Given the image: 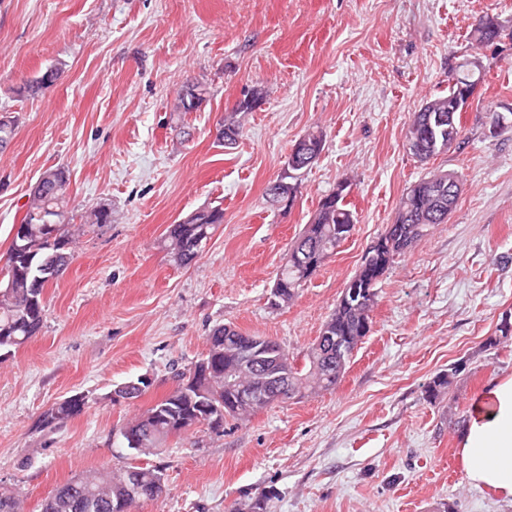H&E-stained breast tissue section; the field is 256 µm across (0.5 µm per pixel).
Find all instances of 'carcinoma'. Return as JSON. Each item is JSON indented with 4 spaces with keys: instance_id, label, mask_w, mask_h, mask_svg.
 Instances as JSON below:
<instances>
[{
    "instance_id": "carcinoma-1",
    "label": "carcinoma",
    "mask_w": 512,
    "mask_h": 512,
    "mask_svg": "<svg viewBox=\"0 0 512 512\" xmlns=\"http://www.w3.org/2000/svg\"><path fill=\"white\" fill-rule=\"evenodd\" d=\"M208 97V88L199 82H188L178 93L177 110L194 112ZM265 91L254 88L244 98L236 101L232 109L224 112L220 126L224 137L217 138L219 145L224 139L237 140L244 125L246 114L258 108L264 100ZM448 110V96L439 94L427 99L412 113L406 137L421 138L426 158L432 160L448 151V134L461 133V126L448 131V124H438V112ZM297 154L319 155L323 149L322 134L309 131L295 142ZM305 169L303 162L287 164L283 175L268 183L265 195L273 198L275 186L296 191L291 181L298 179V172ZM442 172L437 171L422 178L402 196L396 220L390 225V235L407 239L409 227L422 219L431 227L446 224L444 211L448 210V190H439L436 181ZM50 185L36 187L28 211L22 219L24 236L11 241L8 253L13 267L3 273L11 285L0 287V357L4 358L29 340L37 336L45 317L44 293L52 284L47 279L44 267L51 262L56 266V276L71 263L74 247L83 225L70 223L68 217V177L59 169L53 172ZM347 193L333 192L327 195L296 241L288 250L285 262L276 272L273 289L275 304L291 301L310 278L302 273L300 263L295 259L298 253L322 251L328 255L350 236L355 217L349 204L345 203ZM224 222V212L218 207H204L194 211L192 219L181 220L167 228L170 257L179 266L191 264L204 250L217 226ZM406 248L387 255L380 253L371 263H362L354 275L358 293L377 297L376 285L392 267L395 260ZM372 323V316L362 315L345 300H338L329 315L322 332L347 341L349 336L360 335V329ZM256 342L265 344L268 355L278 360L277 366L294 382L296 392L312 393L336 389L343 371L324 368L325 356L322 346L313 344L306 355L303 367L298 368L288 357L282 346L268 336L243 333L231 325L215 327L209 336L206 353L187 371L177 374L176 386L158 399L150 408L120 430L124 440L129 437H143L148 443L135 450L138 455H149L159 451L172 436L204 424L215 432L224 430V425H211L209 415L223 413V418L245 419L247 411L236 407L238 386L226 381V372L233 365L228 353L233 345L247 346ZM455 377L450 371L437 376L426 386L428 399H435L442 389L449 386ZM204 393V401H198L196 391ZM86 397L72 395L53 403L45 410L38 427L55 430L67 420L82 413ZM135 473L146 485L154 483L163 475L159 466H130L114 474L109 470H89L80 477L60 486L41 504V512H127L125 501L120 499L121 489L129 473ZM20 499L16 492L0 490V512H19Z\"/></svg>"
}]
</instances>
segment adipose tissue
<instances>
[{
  "label": "adipose tissue",
  "mask_w": 512,
  "mask_h": 512,
  "mask_svg": "<svg viewBox=\"0 0 512 512\" xmlns=\"http://www.w3.org/2000/svg\"><path fill=\"white\" fill-rule=\"evenodd\" d=\"M467 421L457 451L471 484L512 501V375L495 380Z\"/></svg>",
  "instance_id": "1"
}]
</instances>
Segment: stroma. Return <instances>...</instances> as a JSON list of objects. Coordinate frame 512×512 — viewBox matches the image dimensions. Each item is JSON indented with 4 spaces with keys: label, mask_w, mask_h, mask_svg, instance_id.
Listing matches in <instances>:
<instances>
[{
    "label": "stroma",
    "mask_w": 512,
    "mask_h": 512,
    "mask_svg": "<svg viewBox=\"0 0 512 512\" xmlns=\"http://www.w3.org/2000/svg\"><path fill=\"white\" fill-rule=\"evenodd\" d=\"M512 30V0H0V253L50 168L69 176V217L104 208L44 295V326L0 361V486L24 512L98 468L163 467L168 491L139 512H225L270 493L267 512H512L469 484L458 435L490 383L512 374V42L474 51L476 18ZM483 78L456 147L421 164L409 115L446 90L463 57ZM59 81L19 88L48 67ZM210 94L177 112L182 85ZM266 92L236 145L213 131L226 105ZM321 131L324 149L288 212L265 200L292 144ZM457 172L458 204L377 284L372 328L336 391L275 404L215 433L197 426L159 454H129L121 428L175 386L211 330L232 324L278 341L296 363L333 311L366 249L392 224L407 188ZM356 223L289 303L272 307L278 266L341 181ZM203 207L219 225L194 264L166 255V229ZM443 397L425 388L450 368ZM139 398L113 389L140 376ZM84 411L39 431L54 402Z\"/></svg>",
    "instance_id": "stroma-1"
}]
</instances>
